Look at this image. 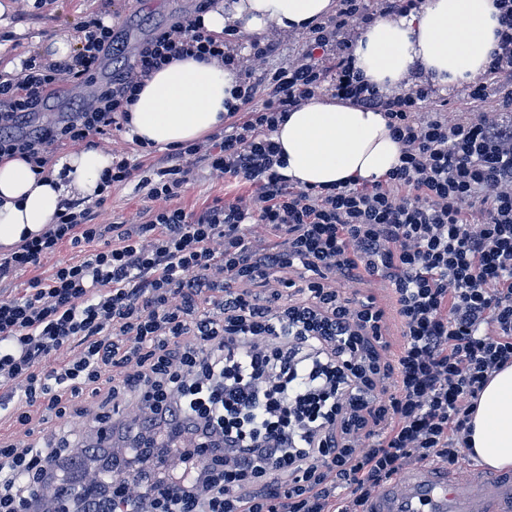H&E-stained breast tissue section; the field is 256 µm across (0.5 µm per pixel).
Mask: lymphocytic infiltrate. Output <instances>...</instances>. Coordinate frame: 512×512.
Returning <instances> with one entry per match:
<instances>
[{"mask_svg":"<svg viewBox=\"0 0 512 512\" xmlns=\"http://www.w3.org/2000/svg\"><path fill=\"white\" fill-rule=\"evenodd\" d=\"M211 3L56 122L35 119L61 74L93 80L115 46L101 16L70 58L0 76V157L41 174L58 147L122 128L165 62L248 66L246 110L222 132L147 164L113 153L102 191L135 183L136 220L98 224L67 200L0 251V416L25 435L0 432V512H366L404 467L465 460L481 393L512 365V0H495L497 47L461 85L473 112L428 81L385 94L354 66L361 31L425 0H336L277 67L278 42L243 61L205 30ZM323 93L383 113L402 145L388 174L324 188L285 174L272 134ZM197 170L250 193L185 208ZM65 245L87 253L45 267ZM375 280L386 300L361 293ZM86 395L102 435L78 443Z\"/></svg>","mask_w":512,"mask_h":512,"instance_id":"1","label":"lymphocytic infiltrate"}]
</instances>
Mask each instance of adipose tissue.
Masks as SVG:
<instances>
[{
	"label": "adipose tissue",
	"mask_w": 512,
	"mask_h": 512,
	"mask_svg": "<svg viewBox=\"0 0 512 512\" xmlns=\"http://www.w3.org/2000/svg\"><path fill=\"white\" fill-rule=\"evenodd\" d=\"M333 9L334 0H232L228 6L217 0L201 22L212 33L235 29L258 37L272 29H305ZM497 15L494 0H426L415 16L381 18L364 30L355 43V66L390 95L404 90L415 71L438 87L473 80L496 48ZM239 85L237 70L215 62L189 57L164 65L130 106L124 134L174 149L197 140L223 127ZM274 139L287 162L285 174L303 186L383 176L401 152L383 114L328 96L289 113ZM111 165V155L99 149L68 154L41 175L23 158H0V251L40 234L70 194L96 198ZM470 445L483 464L512 467V366L485 386Z\"/></svg>",
	"instance_id": "obj_1"
}]
</instances>
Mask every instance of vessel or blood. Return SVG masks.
<instances>
[{"label": "vessel or blood", "mask_w": 512, "mask_h": 512, "mask_svg": "<svg viewBox=\"0 0 512 512\" xmlns=\"http://www.w3.org/2000/svg\"><path fill=\"white\" fill-rule=\"evenodd\" d=\"M469 475L416 466L381 489L370 512H512V473L468 463Z\"/></svg>", "instance_id": "1"}]
</instances>
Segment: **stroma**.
Returning a JSON list of instances; mask_svg holds the SVG:
<instances>
[{
    "label": "stroma",
    "mask_w": 512,
    "mask_h": 512,
    "mask_svg": "<svg viewBox=\"0 0 512 512\" xmlns=\"http://www.w3.org/2000/svg\"><path fill=\"white\" fill-rule=\"evenodd\" d=\"M197 0H0V73L18 71L22 60L31 54L50 59L48 45L59 38L81 44L85 37L84 18L101 14L112 26L124 29L131 46H138L156 31L168 28L175 21L189 16ZM248 189L224 179L199 172L194 175L183 203L196 207L223 198L224 195H244ZM144 201L133 184L113 186L105 202L94 204L96 221L112 223L123 216L132 217Z\"/></svg>",
    "instance_id": "obj_1"
}]
</instances>
